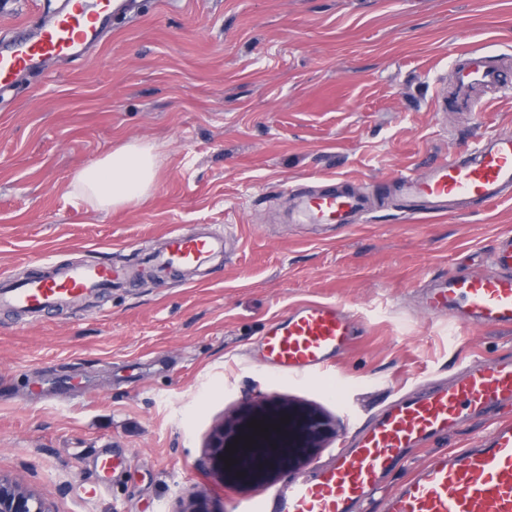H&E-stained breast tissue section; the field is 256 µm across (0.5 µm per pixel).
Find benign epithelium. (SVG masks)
<instances>
[{
  "instance_id": "benign-epithelium-1",
  "label": "benign epithelium",
  "mask_w": 512,
  "mask_h": 512,
  "mask_svg": "<svg viewBox=\"0 0 512 512\" xmlns=\"http://www.w3.org/2000/svg\"><path fill=\"white\" fill-rule=\"evenodd\" d=\"M261 424L251 428L252 421ZM321 423L286 404L258 403L231 427L218 431L212 461L220 472H232L260 486L315 447ZM0 512H50L32 493L0 477Z\"/></svg>"
}]
</instances>
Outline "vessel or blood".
<instances>
[{"label":"vessel or blood","instance_id":"obj_1","mask_svg":"<svg viewBox=\"0 0 512 512\" xmlns=\"http://www.w3.org/2000/svg\"><path fill=\"white\" fill-rule=\"evenodd\" d=\"M130 0H64L36 32L15 28L0 38V94L40 63L78 60L127 11ZM504 60L475 49L456 61L440 109L476 112L477 89L498 87ZM411 216L445 213L474 203L512 199V133L474 141L464 152L437 159L422 173L396 178ZM370 207L366 194L344 183L299 193L302 224H356ZM224 237L212 229L169 232L148 262L158 277L220 252ZM486 272L456 270L420 290L424 311L462 328L512 331V234L499 236ZM126 266L110 262L60 265L42 261L35 275L17 281L0 274V306L37 317L90 294L130 284ZM357 327L344 307L308 301L290 307L266 329L260 363L281 380L326 373L352 346ZM492 416L475 445L434 454L389 494L381 479L400 467L409 448L453 430L466 417ZM382 498V512H512V356L465 360L449 382L400 395L362 426L326 463L292 473L280 488L260 493L243 512H360Z\"/></svg>","mask_w":512,"mask_h":512}]
</instances>
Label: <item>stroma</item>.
I'll use <instances>...</instances> for the list:
<instances>
[{"label":"stroma","mask_w":512,"mask_h":512,"mask_svg":"<svg viewBox=\"0 0 512 512\" xmlns=\"http://www.w3.org/2000/svg\"><path fill=\"white\" fill-rule=\"evenodd\" d=\"M80 64H51L0 99V273L38 259L133 263L173 229L227 227L188 280L148 277L31 322L0 313V474L50 512H233L256 487L210 464L216 431L274 400L327 422L323 457L399 393L472 355H512V333L450 332L418 290L484 268L512 233V200L406 216L383 196L366 222L295 224L293 189L422 171L474 137L512 131V77L480 113L437 109L465 49L512 55V0H140ZM59 0H0V36ZM126 141L160 154L144 201L97 212L73 174ZM307 300L351 311L359 334L325 375L269 376L257 343ZM489 419L412 449L385 489ZM126 467L100 480L102 449Z\"/></svg>","instance_id":"35a3bbf8"}]
</instances>
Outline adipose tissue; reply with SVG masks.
I'll return each instance as SVG.
<instances>
[{"label": "adipose tissue", "mask_w": 512, "mask_h": 512, "mask_svg": "<svg viewBox=\"0 0 512 512\" xmlns=\"http://www.w3.org/2000/svg\"><path fill=\"white\" fill-rule=\"evenodd\" d=\"M158 170L159 155L153 144L129 142L77 171L72 186L94 210L106 212L147 199Z\"/></svg>", "instance_id": "adipose-tissue-1"}]
</instances>
